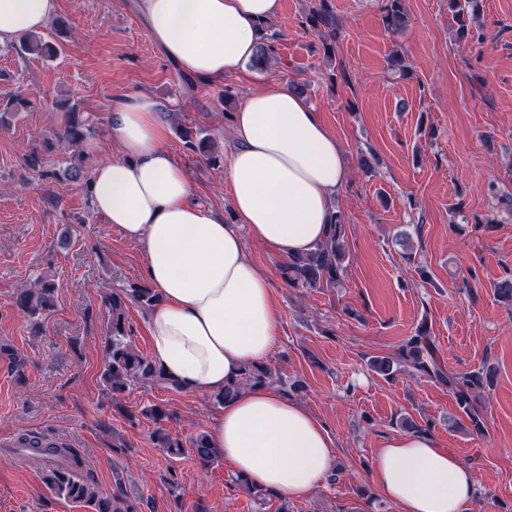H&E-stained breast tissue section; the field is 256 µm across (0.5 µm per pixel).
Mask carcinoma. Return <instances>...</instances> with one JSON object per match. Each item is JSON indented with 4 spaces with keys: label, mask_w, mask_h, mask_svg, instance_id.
I'll return each instance as SVG.
<instances>
[{
    "label": "carcinoma",
    "mask_w": 512,
    "mask_h": 512,
    "mask_svg": "<svg viewBox=\"0 0 512 512\" xmlns=\"http://www.w3.org/2000/svg\"><path fill=\"white\" fill-rule=\"evenodd\" d=\"M468 3L470 0H448V9L455 12L459 22L458 37L461 40L472 36V32L463 20ZM384 12L383 22L388 30L397 32L407 26L405 0H385ZM306 24L319 33L327 31L331 36H336L334 17L328 0H314L306 17ZM18 52L22 55L43 58L54 56L57 49L42 36L30 34L21 40ZM93 135L94 128L89 121L81 119L80 113L72 109L64 112L61 126L55 133L57 140L65 141L75 148L81 147L87 138ZM179 135L185 139V145L199 153L208 165L215 167L223 161V156L219 152L206 147L205 140L202 139L197 143L191 141L190 130L181 131ZM51 148L52 144L49 141H41L26 155L29 168L44 181L60 179V173L55 171L53 164L45 159L46 153L50 152ZM65 177L72 181L83 180L86 187H91L92 178L83 166L82 153H77L76 159L70 160L65 170ZM344 234V217L339 213L334 221L333 232L325 243L308 254L288 259L285 269L288 285L293 288H321L325 285L331 287L338 284L345 271ZM58 288L55 276L41 275L33 285L17 291L15 304L29 317L41 319L54 310ZM157 300L158 296L153 289L136 282L117 291L113 290L104 296L107 336L101 378L115 404L135 385H176L175 381L164 375L153 359L138 351L131 341V328L127 319L128 306L138 305L147 310L152 308ZM369 365L375 373L386 379L394 377L403 366L427 375L454 396L459 409L468 418L472 431L475 433L483 431V417L475 407V402L485 388L492 386V371L481 368L470 373L459 374L445 368L427 322H422L414 334L403 341L396 354L374 356ZM270 383L271 374L268 370L251 367L242 373L239 380L218 391L215 399L223 403L242 387ZM142 414L149 417L156 425L153 439L158 447L166 449L175 457L185 453L182 441L172 436L163 427L164 422L171 418V414L165 408L153 405L142 411ZM190 447L204 469L209 468L219 455L218 450L211 446L209 436L204 432L197 434L190 441ZM65 460L64 465L52 469L44 477L45 485L54 496L84 503L92 509V512H138L137 506L125 499L121 492L116 491L108 495L100 491L93 477L85 472V461L79 454L67 456Z\"/></svg>",
    "instance_id": "carcinoma-1"
}]
</instances>
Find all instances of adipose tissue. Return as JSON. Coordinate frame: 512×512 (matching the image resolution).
<instances>
[{"instance_id":"1","label":"adipose tissue","mask_w":512,"mask_h":512,"mask_svg":"<svg viewBox=\"0 0 512 512\" xmlns=\"http://www.w3.org/2000/svg\"><path fill=\"white\" fill-rule=\"evenodd\" d=\"M139 7L166 56L215 83L242 75L282 0H139ZM57 8L58 0H0V45L41 30ZM229 119L233 221L197 200L147 95L112 103L122 156L93 173L94 209L142 247L147 283L160 296L146 315L152 357L193 393L221 390L265 360L280 333L271 282L246 239L285 259L311 252L329 237L332 201L348 181L343 145L287 82H266ZM209 438L236 474L291 499L306 497L333 466L328 426L268 385L225 403ZM371 479L400 512L477 509L474 469L427 430L387 439Z\"/></svg>"}]
</instances>
